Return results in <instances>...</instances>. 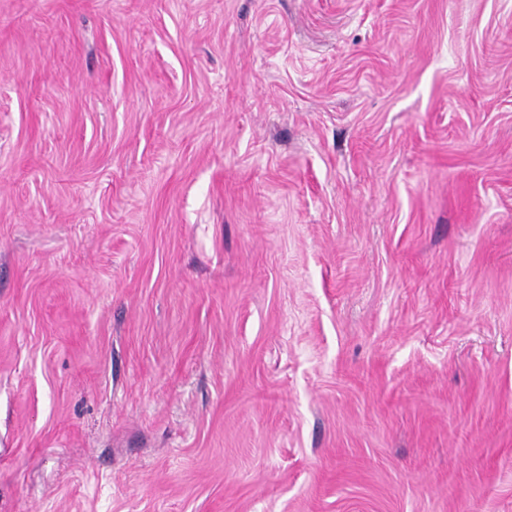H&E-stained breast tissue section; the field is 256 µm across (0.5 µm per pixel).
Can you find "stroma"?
<instances>
[{
  "label": "stroma",
  "instance_id": "35a3bbf8",
  "mask_svg": "<svg viewBox=\"0 0 512 512\" xmlns=\"http://www.w3.org/2000/svg\"><path fill=\"white\" fill-rule=\"evenodd\" d=\"M0 512H512V0H0Z\"/></svg>",
  "mask_w": 512,
  "mask_h": 512
}]
</instances>
